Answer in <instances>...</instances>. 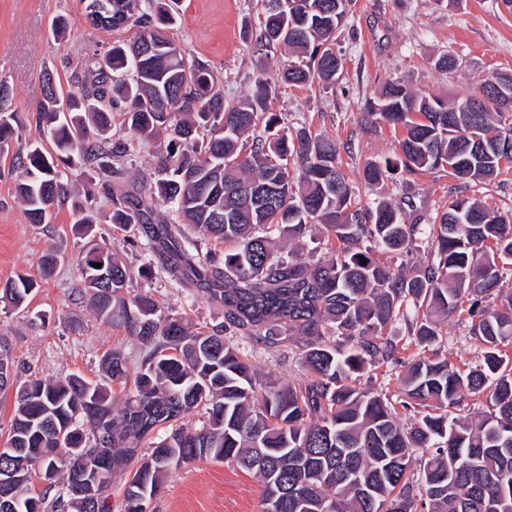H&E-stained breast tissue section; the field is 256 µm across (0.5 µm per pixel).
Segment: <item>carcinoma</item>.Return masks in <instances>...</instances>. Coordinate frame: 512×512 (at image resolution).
Listing matches in <instances>:
<instances>
[{
    "instance_id": "cac0c4a2",
    "label": "carcinoma",
    "mask_w": 512,
    "mask_h": 512,
    "mask_svg": "<svg viewBox=\"0 0 512 512\" xmlns=\"http://www.w3.org/2000/svg\"><path fill=\"white\" fill-rule=\"evenodd\" d=\"M112 2L84 0L85 15L106 18ZM139 2L123 25L139 28L138 36L113 41L103 57L106 69L129 79L109 80L98 68L64 92L44 76L37 119L51 148L31 144L18 155L16 192L34 224L67 204L77 223L92 224L101 194L112 200L110 223H142L138 189L112 186L114 160L136 141L165 136L154 184L179 224L153 234L175 244L185 224L224 245V255L211 253L195 269L200 280L224 283L208 289L224 304V334L189 330L146 293L123 296L131 271L96 242L84 248L76 262L97 316L136 338L144 363L130 373L119 349L102 360L108 379L134 388L119 414L106 388L79 376L16 387L8 433L15 451L0 450V476L9 472L11 490L0 512H112L72 491L81 458L99 447L102 434L107 465L100 487L112 488L118 472L127 475L123 512H143L132 494L150 504L169 471L207 457L255 474L259 512H512V358L501 349L512 344V291L502 294L499 274V261H512V215L466 196L428 224L384 203L360 207L337 165L336 143L303 127L291 131L275 113L267 114L265 135L244 144L258 114H266L267 79L243 100L224 103L219 83L167 34L178 20L177 0ZM347 4L264 0L256 52L281 46L308 55L304 68L283 66L281 81L290 86L332 81L340 61L332 41ZM490 85L484 82L482 97L454 106L402 83L385 87L367 115L402 129L399 151L368 164L365 180L444 170L466 182L497 176L512 164V98L491 93ZM118 107L131 139L106 136ZM198 127L207 131L202 142ZM22 128L18 113L0 116L1 153L21 139ZM72 166L102 175L84 189L82 202L63 181L62 170ZM313 224L327 234L330 259L299 250L275 254V238L301 239ZM364 239L370 246L353 248ZM423 243L434 258L408 271L394 272L373 256L376 249L416 252ZM107 268L112 287L102 288ZM33 286L21 276L0 289V301L18 307ZM464 303L471 334L484 348L483 362L469 368L440 354L442 321ZM399 319L411 336L402 347L385 333ZM233 337L270 347L302 339L304 378L256 386L258 374ZM402 351L409 353L402 388L387 394L357 387L358 373L395 364ZM467 398L485 399L488 410L449 417ZM200 411L208 425L185 427ZM403 415L410 424L401 423ZM35 469L51 477L37 494Z\"/></svg>"
}]
</instances>
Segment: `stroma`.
Masks as SVG:
<instances>
[{
	"instance_id": "1",
	"label": "stroma",
	"mask_w": 512,
	"mask_h": 512,
	"mask_svg": "<svg viewBox=\"0 0 512 512\" xmlns=\"http://www.w3.org/2000/svg\"><path fill=\"white\" fill-rule=\"evenodd\" d=\"M59 18L67 22L62 36L51 30ZM261 19V0H181L173 34L186 56L223 85L226 101L251 94L258 75H265L269 111L279 113L288 127L303 126L336 142L360 203L385 201L396 208L410 203L429 219L464 194L512 213V168L465 191L444 172L397 176L377 185L362 178L366 163L394 157L398 149L393 130L364 113L365 103L376 100L386 84L402 81L453 101L479 94L492 77H512V12L502 0H351L336 34L342 66L335 80L290 88L276 73L286 59L284 51H271L266 59L255 51ZM134 35L131 29L112 34L89 26L80 0H0V79L11 89L6 109L28 118L22 143L47 138L46 127L34 119L45 95L44 72H52L62 86L73 85L97 68V50ZM445 55L457 58L454 71L438 68ZM164 148L161 138L142 142L116 162L124 180L138 186L140 207L153 224L172 217L153 184L156 157ZM14 160V153L0 155V287L20 275L37 282L23 306L0 305V345L14 360L18 381L77 375L102 383L101 359L116 348L124 351L130 370L139 369L145 356L140 343L103 323L84 292L75 258L86 239L74 226L71 208L60 209L51 223H30L15 193L20 170ZM110 211V201H97L93 233L130 269L133 289L148 292L164 310L186 317L201 331L222 328L223 305L209 299L185 267L164 263L139 225L120 229L109 224L105 216ZM49 250L61 260L44 281L39 266ZM469 329L466 316H450L441 350L449 361L472 367L482 359V345ZM239 346L261 378L284 384L301 379L294 344L272 349L243 339ZM260 496L253 473L203 458L169 472L154 507L155 512H258Z\"/></svg>"
}]
</instances>
